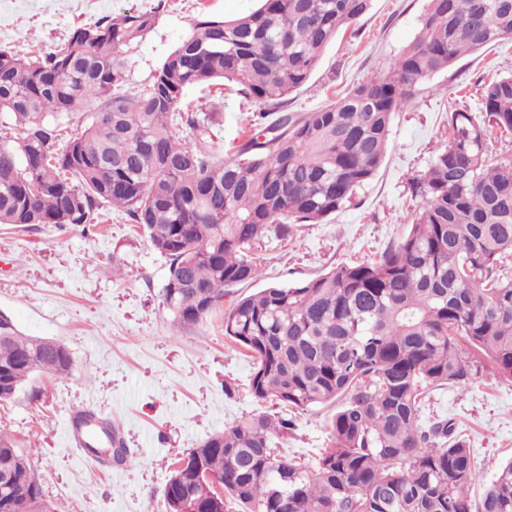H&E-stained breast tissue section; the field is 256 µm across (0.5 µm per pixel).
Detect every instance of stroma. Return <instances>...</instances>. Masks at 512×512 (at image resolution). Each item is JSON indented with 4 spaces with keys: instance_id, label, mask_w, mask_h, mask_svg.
<instances>
[{
    "instance_id": "1",
    "label": "stroma",
    "mask_w": 512,
    "mask_h": 512,
    "mask_svg": "<svg viewBox=\"0 0 512 512\" xmlns=\"http://www.w3.org/2000/svg\"><path fill=\"white\" fill-rule=\"evenodd\" d=\"M428 0H372L371 8L325 52L308 82L288 98L291 112H311L357 83L387 75L414 39ZM255 0H0V48L47 50L70 31L129 10L155 11L157 24L129 53L126 85L139 89L203 14L233 18ZM512 73V39L465 55L422 82L414 103L396 113L385 161L352 205L320 224L297 225L288 240H262L257 281L234 288L247 295L270 283L296 285L344 262L364 261L396 244L420 201L409 181L421 176L448 141V114L478 111L485 82ZM185 108L214 112L220 155L231 160L263 103L231 86L197 85ZM169 263L122 211L102 204L82 226L0 224V313L26 335L69 350V375L32 376L0 405V433L25 453L53 512H165L163 491L174 462L209 436L271 410L250 390L253 361L224 335L215 310L183 329L162 304ZM83 410L112 419L138 465H92L68 443L66 426ZM336 408L292 411L294 425L273 445L288 458L313 462L330 442ZM424 417L444 416L469 444L482 481L512 460V379L484 364L466 385L432 390Z\"/></svg>"
}]
</instances>
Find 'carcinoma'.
<instances>
[{"mask_svg":"<svg viewBox=\"0 0 512 512\" xmlns=\"http://www.w3.org/2000/svg\"><path fill=\"white\" fill-rule=\"evenodd\" d=\"M231 19L202 15L136 92L128 54L156 12L105 16L54 49H0V224L81 226L101 202L124 210L169 261L163 304L195 326L231 289L258 279L259 242L286 240L351 203L384 163L393 116L421 83L463 55L512 39V0H428L413 41L385 78L301 114L261 112L229 161L208 144L212 116L182 108L185 90L223 81L280 105L311 77L338 33L371 0H257ZM95 107L60 140V112ZM495 131L512 132V76L491 80L480 112L449 113L448 145L410 184L421 199L403 238L378 258L296 285L270 284L224 309V336L254 359L251 391L288 408L338 403L331 444L308 466L273 437L292 422L265 412L217 432L177 461L166 512H512V460L473 505L480 474L446 417L422 419L432 389L464 385L485 358L512 378V154L487 163ZM0 315V402L35 373L66 376L53 340ZM84 449L121 448L92 411L74 417ZM209 475L224 494L202 483ZM0 512H52L30 459L0 434Z\"/></svg>","mask_w":512,"mask_h":512,"instance_id":"obj_1","label":"carcinoma"}]
</instances>
